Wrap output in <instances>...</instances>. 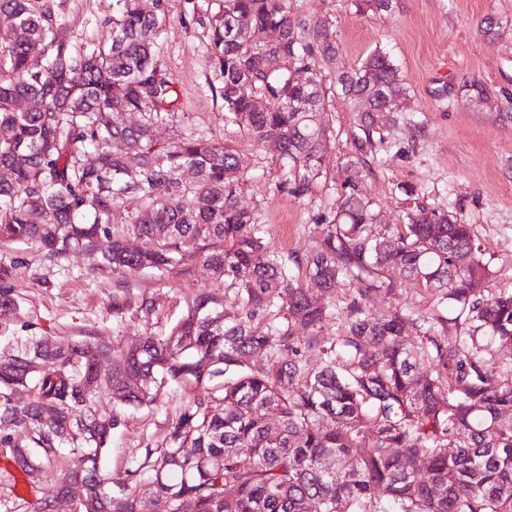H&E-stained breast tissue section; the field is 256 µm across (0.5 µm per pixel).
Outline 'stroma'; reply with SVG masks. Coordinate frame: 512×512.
Instances as JSON below:
<instances>
[{"label": "stroma", "mask_w": 512, "mask_h": 512, "mask_svg": "<svg viewBox=\"0 0 512 512\" xmlns=\"http://www.w3.org/2000/svg\"><path fill=\"white\" fill-rule=\"evenodd\" d=\"M320 13L336 32L339 55L324 66L330 74L361 62L374 49L389 53L408 88L406 109L376 119L369 162L357 186L373 204L376 233L400 223L422 204L471 224L491 259L492 287L512 284V0H397L391 14L356 12L351 0H295ZM73 43L106 40L116 16L115 0H43ZM222 0H145L163 20L159 63L179 95L180 117L158 127L167 144L186 132L224 143L240 158L245 187L242 206L255 210L271 250L305 256L332 220L344 192V174L364 136L358 106L327 86L324 119L333 137L323 154L322 180L306 196L284 190L282 161L270 145L255 143L224 112L221 79L212 56L215 16ZM485 87L489 103H477L473 84ZM0 265L11 271L20 312L6 335L44 332L64 342L90 334L125 347L145 334L167 332L201 291L224 283L201 259L190 276L114 272L100 268L96 253L78 251L61 259L36 245L0 246ZM125 289L128 306L112 315V295ZM155 302L153 318L138 310ZM179 393L161 391L150 408L127 409L112 435L107 467L113 484L143 447H164L167 423L180 411Z\"/></svg>", "instance_id": "1"}]
</instances>
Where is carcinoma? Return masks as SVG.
Masks as SVG:
<instances>
[{"label": "carcinoma", "instance_id": "1", "mask_svg": "<svg viewBox=\"0 0 512 512\" xmlns=\"http://www.w3.org/2000/svg\"><path fill=\"white\" fill-rule=\"evenodd\" d=\"M32 2L0 0L13 20L0 36V244H35L57 259L90 249L130 273L187 274L186 260L199 257L224 291L198 294L168 332L127 348L91 335L1 347L5 458L32 479L52 474L75 512H152L160 499L170 512H512V369L489 363L493 347L512 344V289L486 287L491 262L471 225L418 206L375 235L357 192L375 113L404 111L407 87L389 54L375 50L334 77L361 106L365 137L347 193L302 262L268 250L255 213L238 203L241 164L224 144L193 133L155 141L178 96L158 66L154 11L117 0L110 39L73 44ZM353 5L384 15L394 0ZM267 30L277 38L262 41ZM338 52L327 21L289 0H224L214 26L224 111L257 143L278 146L282 186L297 197L320 177L333 136L316 63ZM127 112L139 122L116 121ZM130 194L142 201L128 227L137 250L112 231ZM293 263L307 264L328 298L340 280L356 284L344 335L323 334L335 308L311 302ZM389 267L426 285L427 311L366 310L370 295L394 294L380 275ZM10 277L0 266V321L19 308ZM274 312L284 320L268 321ZM102 388L112 399L104 411ZM167 388L185 401L166 447L144 449L112 485L104 459L125 409L150 407Z\"/></svg>", "mask_w": 512, "mask_h": 512}]
</instances>
